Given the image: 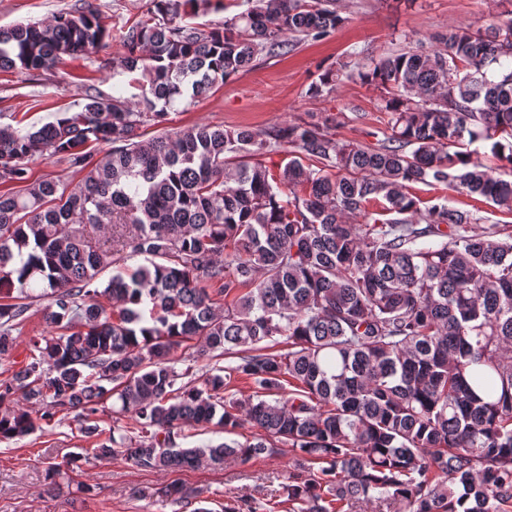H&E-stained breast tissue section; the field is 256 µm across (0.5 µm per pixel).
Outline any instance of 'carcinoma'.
I'll return each instance as SVG.
<instances>
[{"mask_svg":"<svg viewBox=\"0 0 512 512\" xmlns=\"http://www.w3.org/2000/svg\"><path fill=\"white\" fill-rule=\"evenodd\" d=\"M246 3L213 27L190 21L209 0H150L112 58L136 103L89 95L23 134L0 128V185H22L0 191V358L32 302L47 300L54 329L0 381V439L79 409L93 447L70 454L73 469L117 456L141 471L246 465L291 448L275 505L230 499L222 512H512V235H469L477 213L412 192L451 185L512 214V180L469 149L512 165V10L428 50L326 70L311 94L355 77L381 86L375 146L337 139L335 117L147 136L176 103L345 22L336 0ZM110 40L83 0L0 27V72L49 71ZM94 144L112 151L96 160ZM282 145L295 157L274 171L261 156ZM56 156L77 182L31 177V160ZM105 227L110 238L93 235ZM112 398L132 425L100 427ZM212 426L223 442L178 443ZM165 495L211 512L198 492Z\"/></svg>","mask_w":512,"mask_h":512,"instance_id":"carcinoma-1","label":"carcinoma"}]
</instances>
